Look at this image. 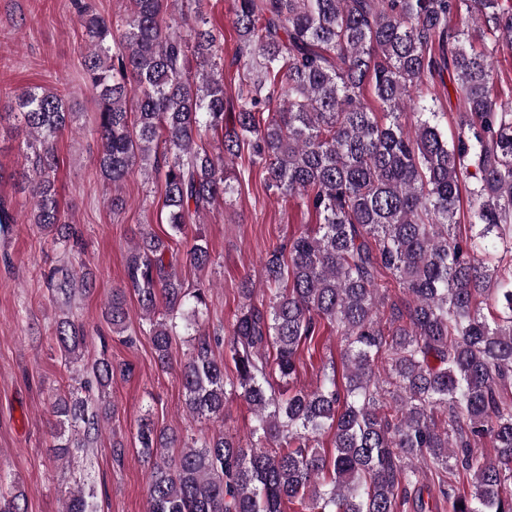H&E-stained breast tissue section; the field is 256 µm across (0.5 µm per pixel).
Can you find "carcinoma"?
I'll use <instances>...</instances> for the list:
<instances>
[{"mask_svg":"<svg viewBox=\"0 0 512 512\" xmlns=\"http://www.w3.org/2000/svg\"><path fill=\"white\" fill-rule=\"evenodd\" d=\"M171 2L129 0V13L111 22L76 3L91 43L84 67L103 177L115 190L137 163L163 174L167 224L176 235L195 227L186 261L197 267L211 260L200 216L245 180L247 170L229 167L245 147L267 187L301 199L319 224L267 252L269 298L255 302L244 281L222 341L200 323L208 289L185 287L167 241L143 232L129 249L126 283L105 304L112 332L127 331L131 290L166 367L173 316L183 312L193 336L179 365L189 416L223 420L232 394L255 414L247 445L222 431L184 442L173 427L141 421L147 512H401L409 503L426 512L421 464L452 512H512V102L491 90L497 53L512 50V0H234L243 73L229 124L217 38L199 25L186 38L174 31ZM449 66L459 78L452 142L436 100L412 97ZM368 86L384 123L364 102ZM408 108L411 126L402 122ZM7 109L31 136L32 173L22 177L34 223L66 243L74 232L56 196L55 141L74 113L39 88ZM209 132L221 133L217 153L198 145ZM463 194L468 223L479 226L465 237L452 232ZM387 274L411 302L391 308L385 326ZM47 283L64 309L55 338L75 365L85 336L67 310L93 290V276L62 264ZM326 327L342 342L344 389L332 363L314 388H298L300 345ZM221 342L235 365L231 383L214 350ZM83 372L81 388L96 396L52 404L59 460L94 447L111 418L112 359L104 353L75 370ZM325 432L330 456L318 448ZM486 438L492 458L478 452ZM461 478L470 492L458 491ZM95 498L78 486L64 512H97ZM0 512H27L24 494L1 496Z\"/></svg>","mask_w":512,"mask_h":512,"instance_id":"obj_1","label":"carcinoma"}]
</instances>
